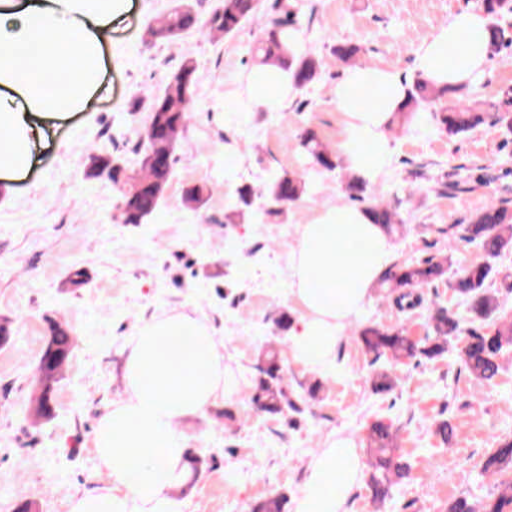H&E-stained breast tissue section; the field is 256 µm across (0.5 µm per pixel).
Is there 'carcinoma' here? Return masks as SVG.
<instances>
[{
    "instance_id": "1",
    "label": "carcinoma",
    "mask_w": 512,
    "mask_h": 512,
    "mask_svg": "<svg viewBox=\"0 0 512 512\" xmlns=\"http://www.w3.org/2000/svg\"><path fill=\"white\" fill-rule=\"evenodd\" d=\"M259 3L260 0H224V7L215 11L205 21L204 27L226 35L233 34L257 15ZM482 6L491 18V51L497 52L503 42V32L495 20L505 13H512V0H482ZM293 25L290 12L269 19L265 37L253 49L252 59L256 65L276 62L291 70L295 86L304 89L318 80L321 63L309 54H292L288 51L280 35ZM197 26L198 19L190 10H176L159 27L151 29V34L157 37L174 36ZM194 83L195 67L186 62L173 73L163 91L148 103V125L154 133L150 139L135 147V152L140 156L141 173H127L124 161L119 156L91 157L87 177L99 179L107 176L118 193L115 206L118 223L142 224L160 207L164 190L173 175L176 144L189 119ZM427 107L434 109L440 129L453 136L476 130L485 123L487 114V111L462 96L448 101V92L440 91L417 78L411 85L407 111ZM300 144L316 166L327 171L338 168L335 154L318 140L313 131H304L300 135ZM345 189L351 200L367 206L375 223L386 225L392 232L402 227L397 213L384 203L372 200L365 185L351 179ZM302 193L300 180L286 174L273 177L264 190L268 212H279L282 205L299 199ZM460 228L461 238L481 248L484 261L471 264L451 276L448 275L446 255L438 259L404 262L389 269L382 276L380 284L398 293L397 302L409 299L408 306L412 308L422 301L421 295L413 293L414 289L446 281L455 294L465 301L470 326H464L453 313L442 307L431 317L426 336L418 341L398 325H365L359 335L365 353L372 356V363L382 358L395 363L432 360L448 353L461 339L463 346L459 349V358L469 375L491 382L499 374L498 359L505 349L512 348V320L487 323L497 307L495 296L489 288V282L496 275L490 260L512 251V208L506 206L504 201L492 202L473 213ZM72 347L69 330L60 323H52L49 340L37 366L39 392L34 399V410L40 417L51 413L54 384L70 357ZM259 371L261 377L255 387L253 401L260 409L270 413H279L285 407L300 411L297 403L288 398L283 386L279 352L276 349L267 351L264 365L259 367ZM395 385L396 380L390 372H374L373 386L376 391L388 393ZM366 445L371 457L369 484L372 497L375 502L383 504L391 496L393 487L405 477L408 466L396 453L395 434L390 426L373 424L369 428ZM509 470L512 471L511 439L491 449L483 465L484 474L498 477L493 496L476 502L460 498L449 506L448 512H506L507 508H512V478H500Z\"/></svg>"
}]
</instances>
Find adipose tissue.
Here are the masks:
<instances>
[{
	"label": "adipose tissue",
	"instance_id": "adipose-tissue-1",
	"mask_svg": "<svg viewBox=\"0 0 512 512\" xmlns=\"http://www.w3.org/2000/svg\"><path fill=\"white\" fill-rule=\"evenodd\" d=\"M129 0H0V180L30 169L47 124L81 112L102 87L104 48ZM484 13L452 15L416 49V71L439 89L457 93L476 83L490 63ZM55 73L62 94L47 90ZM405 78L387 65L347 67L331 102L343 121L336 153L365 184L394 163L391 130L407 98ZM295 91L290 72L267 63L248 74L252 112L279 110ZM371 153H364V146ZM385 225L365 207L329 206L303 225L289 265V293L301 314L291 355L313 367L330 361L353 319L393 261ZM224 354L209 328L184 313L145 322L124 359L126 396L100 416L92 444L104 485L71 497L69 512H175L172 490L191 473L179 421L203 413L224 386ZM139 467H132L133 455ZM362 455L353 439L329 441L310 463L296 512H346L359 481Z\"/></svg>",
	"mask_w": 512,
	"mask_h": 512
}]
</instances>
